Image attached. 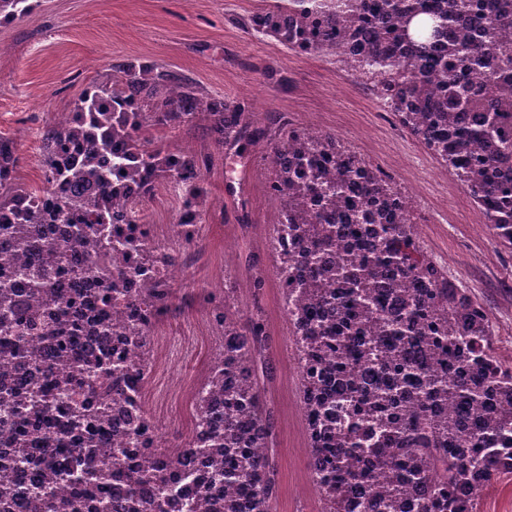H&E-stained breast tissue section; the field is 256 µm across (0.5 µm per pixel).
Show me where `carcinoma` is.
<instances>
[{
  "label": "carcinoma",
  "mask_w": 512,
  "mask_h": 512,
  "mask_svg": "<svg viewBox=\"0 0 512 512\" xmlns=\"http://www.w3.org/2000/svg\"><path fill=\"white\" fill-rule=\"evenodd\" d=\"M36 7L0 0V23ZM251 29L298 53L336 55L344 70L380 89L384 105L456 177L512 248V0H278L254 13ZM224 146L258 137L243 100L203 95L154 64L127 61L87 86L69 113L40 132L43 187L17 176V143L0 136V272L26 282L0 287V429L20 477L0 479V512H167L181 456L148 452L125 465L112 430V460L82 463L73 429L107 422L130 401L102 388L93 412L72 391L90 383L105 337L135 338L149 360L151 333L170 312L171 285L155 267L176 266L139 224V202L156 183L183 192L181 224H195L209 156L149 150L135 133L154 120L174 128L198 117ZM68 151L78 160L60 163ZM269 194L280 203L274 229L276 271L298 351L300 402L312 480L321 512H479L480 492L512 473V363L497 354L486 309L426 259L409 197L391 174L336 136L291 129L272 150ZM55 195L63 240L48 237L42 199ZM134 254L143 287L126 292L115 253ZM106 283L93 289L110 306L126 296L128 315L99 323L75 361L71 337L80 301L55 277L86 268ZM224 342L228 381L208 372L202 385L224 392L222 425L210 447L188 440L184 453L211 458L196 512H270L278 486L270 461L271 414L262 397L257 353L264 326L241 323L232 306L211 308ZM50 376L26 393L31 367ZM82 475L62 497L21 487L56 481L69 463ZM124 485L103 494L114 471Z\"/></svg>",
  "instance_id": "carcinoma-1"
}]
</instances>
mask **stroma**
Returning a JSON list of instances; mask_svg holds the SVG:
<instances>
[{
	"label": "stroma",
	"instance_id": "35a3bbf8",
	"mask_svg": "<svg viewBox=\"0 0 512 512\" xmlns=\"http://www.w3.org/2000/svg\"><path fill=\"white\" fill-rule=\"evenodd\" d=\"M263 4L39 0L28 16L0 24V134L18 144L21 182L41 187L39 130L123 58L177 72L211 96L251 103L255 125L266 134L233 148L217 149L202 121L176 130L148 123L138 133L149 148L178 146L213 158L204 173L209 204L192 241L176 235L182 197L169 183H159L142 203L153 238L179 261L172 309L155 329L169 342L147 380L146 405L167 445L190 438L192 396L219 345L210 300L221 287L235 289L240 315L261 318L267 332L260 385L272 415L278 482L271 512H320L272 247L280 209L266 188L273 145L288 128L308 127L335 135L390 173L412 199L425 256L484 305L497 353L511 361L512 329L504 321L512 315V249L500 244L465 189L429 197L430 183L448 170L365 80L341 70L335 56L302 55L248 30L245 18Z\"/></svg>",
	"mask_w": 512,
	"mask_h": 512
}]
</instances>
